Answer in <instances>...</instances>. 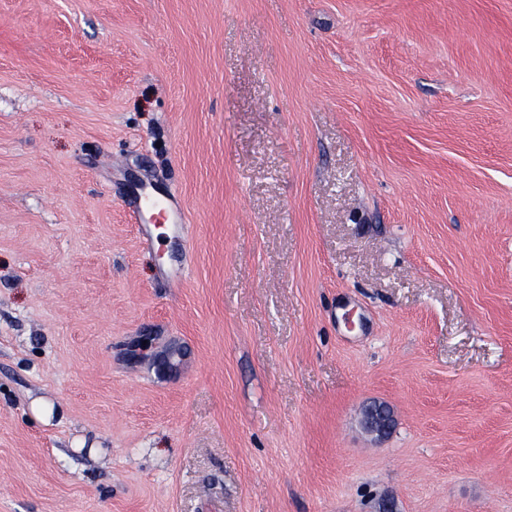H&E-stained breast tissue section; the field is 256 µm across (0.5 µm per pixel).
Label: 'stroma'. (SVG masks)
Here are the masks:
<instances>
[{
    "mask_svg": "<svg viewBox=\"0 0 512 512\" xmlns=\"http://www.w3.org/2000/svg\"><path fill=\"white\" fill-rule=\"evenodd\" d=\"M386 500L512 512V0H0V512ZM391 423L390 412L384 405H373L364 411L362 424L371 434L384 435L390 429Z\"/></svg>",
    "mask_w": 512,
    "mask_h": 512,
    "instance_id": "obj_1",
    "label": "stroma"
}]
</instances>
